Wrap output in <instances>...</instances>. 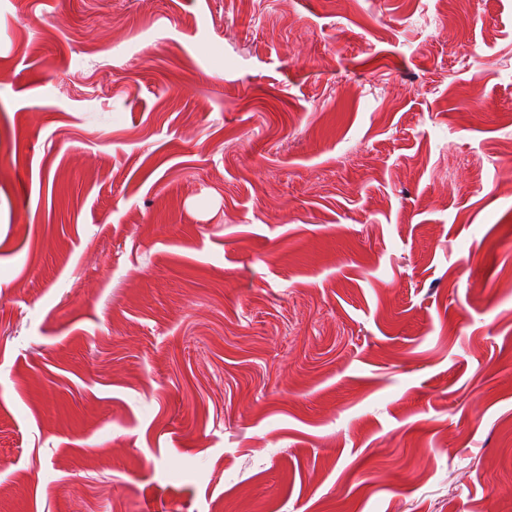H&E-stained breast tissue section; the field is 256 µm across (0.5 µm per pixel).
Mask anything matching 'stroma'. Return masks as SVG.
<instances>
[{"label": "stroma", "instance_id": "35a3bbf8", "mask_svg": "<svg viewBox=\"0 0 512 512\" xmlns=\"http://www.w3.org/2000/svg\"><path fill=\"white\" fill-rule=\"evenodd\" d=\"M0 512H512V0H0Z\"/></svg>", "mask_w": 512, "mask_h": 512}]
</instances>
